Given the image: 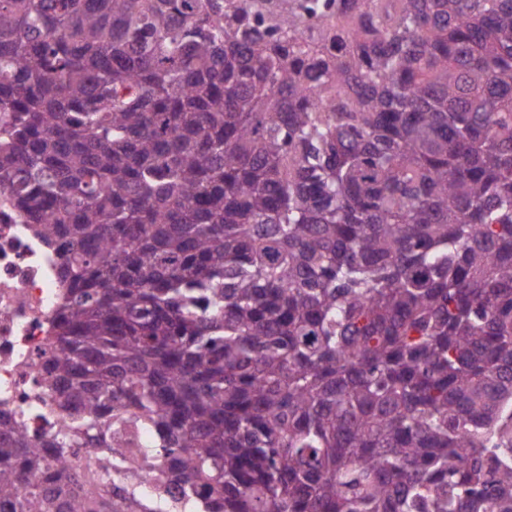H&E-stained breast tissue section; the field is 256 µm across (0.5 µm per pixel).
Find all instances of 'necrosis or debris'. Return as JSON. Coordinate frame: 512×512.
Masks as SVG:
<instances>
[{"instance_id":"1","label":"necrosis or debris","mask_w":512,"mask_h":512,"mask_svg":"<svg viewBox=\"0 0 512 512\" xmlns=\"http://www.w3.org/2000/svg\"><path fill=\"white\" fill-rule=\"evenodd\" d=\"M64 292L55 252L0 204V412L46 439L61 419L43 401L42 365L55 350L54 317Z\"/></svg>"}]
</instances>
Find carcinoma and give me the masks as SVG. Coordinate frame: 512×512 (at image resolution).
<instances>
[{"label": "carcinoma", "mask_w": 512, "mask_h": 512, "mask_svg": "<svg viewBox=\"0 0 512 512\" xmlns=\"http://www.w3.org/2000/svg\"><path fill=\"white\" fill-rule=\"evenodd\" d=\"M1 197L68 298L0 512H512V0H0ZM96 453V448H76L74 454L63 461L56 462V466L71 474L81 473L95 462Z\"/></svg>", "instance_id": "1"}]
</instances>
